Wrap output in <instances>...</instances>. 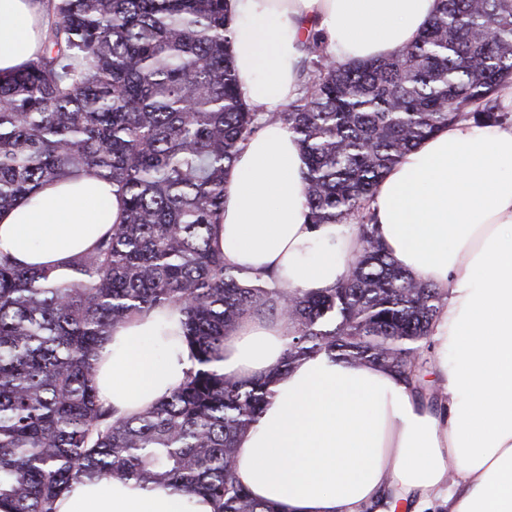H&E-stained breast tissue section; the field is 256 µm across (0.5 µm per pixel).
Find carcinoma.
<instances>
[{"mask_svg":"<svg viewBox=\"0 0 512 512\" xmlns=\"http://www.w3.org/2000/svg\"><path fill=\"white\" fill-rule=\"evenodd\" d=\"M40 2V54L0 76V210L82 172L117 188L122 218L70 281L0 254V501L54 512L88 478L202 494L217 512H276L236 482L237 437L296 363H371L438 400L423 372L444 295L395 265L370 201L439 128L507 118L497 93L512 78V0H439L415 42L366 61H337L316 34L303 43L300 94L278 112L240 98L226 0ZM266 122L303 151L311 223L358 226L348 272L328 291L272 287L213 247L224 174ZM165 305L184 315L195 367L156 406L114 420L94 386L99 349L131 314ZM247 316L296 327L251 384L218 369Z\"/></svg>","mask_w":512,"mask_h":512,"instance_id":"cac0c4a2","label":"carcinoma"}]
</instances>
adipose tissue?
<instances>
[{
  "label": "adipose tissue",
  "mask_w": 512,
  "mask_h": 512,
  "mask_svg": "<svg viewBox=\"0 0 512 512\" xmlns=\"http://www.w3.org/2000/svg\"><path fill=\"white\" fill-rule=\"evenodd\" d=\"M243 101L276 112L300 93L301 43L320 33L341 62L387 56L414 42L438 0H227ZM40 0H0V75L35 60ZM510 120L440 128L376 186L370 210L395 264L440 288L429 370L438 404L419 401L392 373L326 354L306 358L270 387L240 435L236 479L281 512H389L394 493L411 512H512V81L499 90ZM302 151L268 122L224 176L214 247L226 265L322 292L358 248L353 224H315L305 199ZM111 183L75 176L44 183L0 212V251L25 269L73 261L119 223ZM179 307L132 315L102 344L94 381L102 406L126 418L182 383L193 360ZM288 319L246 317L224 339L225 376L253 381L281 360ZM56 512H216L207 497L135 481L85 480Z\"/></svg>",
  "instance_id": "1"
}]
</instances>
